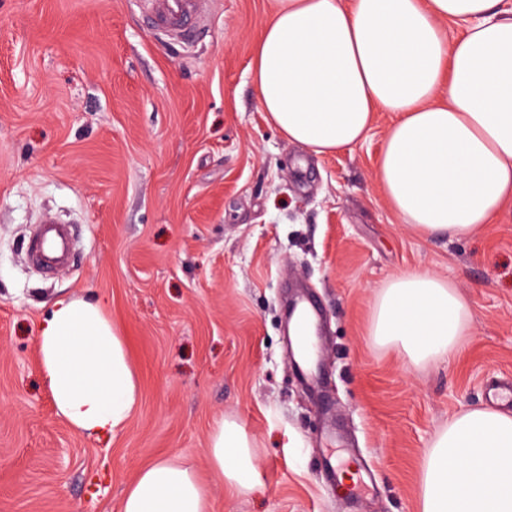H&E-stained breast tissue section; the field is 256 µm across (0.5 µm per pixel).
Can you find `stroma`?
I'll list each match as a JSON object with an SVG mask.
<instances>
[{
	"label": "stroma",
	"instance_id": "1",
	"mask_svg": "<svg viewBox=\"0 0 512 512\" xmlns=\"http://www.w3.org/2000/svg\"><path fill=\"white\" fill-rule=\"evenodd\" d=\"M268 18L269 0H209L186 45L146 0H0V512H118L164 457L194 463L211 512H419L436 431L512 383V203L471 236L425 238L377 181L390 113L339 153L288 143L249 73ZM48 217L73 242L53 273L31 258ZM404 272L471 307L458 351L420 368L371 335L377 293ZM296 288L321 307L311 392L284 328ZM63 295L105 301L139 375L108 442L74 434L40 376L37 326ZM225 417L258 451L249 495L211 480Z\"/></svg>",
	"mask_w": 512,
	"mask_h": 512
}]
</instances>
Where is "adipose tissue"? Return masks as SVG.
I'll return each mask as SVG.
<instances>
[{
	"label": "adipose tissue",
	"mask_w": 512,
	"mask_h": 512,
	"mask_svg": "<svg viewBox=\"0 0 512 512\" xmlns=\"http://www.w3.org/2000/svg\"><path fill=\"white\" fill-rule=\"evenodd\" d=\"M500 0H273L249 71L267 121L321 156L361 142L379 112L395 119L377 175L399 223L465 237L512 201V17ZM464 22L457 37L445 21ZM471 309L454 285L425 272L379 292L371 334L412 365L454 353ZM36 347L56 415L78 436L125 430L140 399L126 341L101 301L57 298ZM214 478L249 493L261 483L244 424L209 437ZM420 512H512V412L469 408L426 450ZM195 465L166 457L140 469L119 512H209Z\"/></svg>",
	"instance_id": "adipose-tissue-1"
}]
</instances>
